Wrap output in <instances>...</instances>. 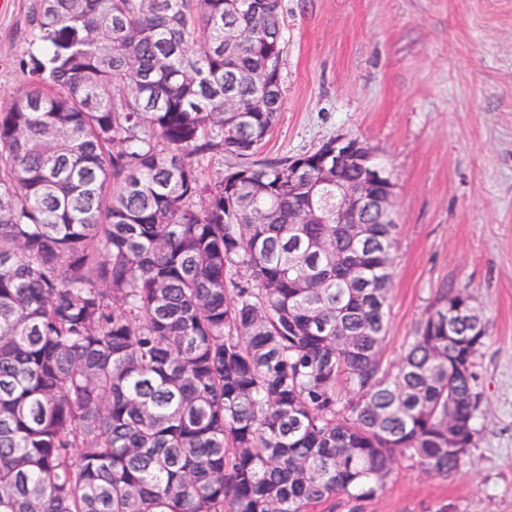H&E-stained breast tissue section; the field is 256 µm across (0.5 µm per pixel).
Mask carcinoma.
<instances>
[{
  "label": "carcinoma",
  "instance_id": "1",
  "mask_svg": "<svg viewBox=\"0 0 512 512\" xmlns=\"http://www.w3.org/2000/svg\"><path fill=\"white\" fill-rule=\"evenodd\" d=\"M28 44L0 107V512H335L400 456L461 468L473 297L442 284L384 368L398 225L353 237L335 187L298 192L333 139L254 159L282 0H37ZM365 147L341 176L370 195ZM217 153L237 163L205 182Z\"/></svg>",
  "mask_w": 512,
  "mask_h": 512
}]
</instances>
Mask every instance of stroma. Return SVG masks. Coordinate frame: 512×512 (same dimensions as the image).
Listing matches in <instances>:
<instances>
[{
  "label": "stroma",
  "instance_id": "stroma-1",
  "mask_svg": "<svg viewBox=\"0 0 512 512\" xmlns=\"http://www.w3.org/2000/svg\"><path fill=\"white\" fill-rule=\"evenodd\" d=\"M33 0H0V105L25 89ZM283 107L263 159L338 137L397 184L383 361L395 369L441 284L488 328L483 430L449 477L398 460L362 512H512V0H282Z\"/></svg>",
  "mask_w": 512,
  "mask_h": 512
}]
</instances>
